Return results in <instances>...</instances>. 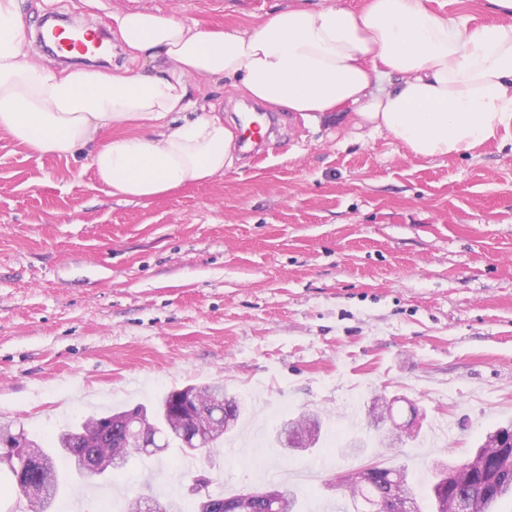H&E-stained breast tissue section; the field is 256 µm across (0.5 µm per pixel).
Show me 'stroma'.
Listing matches in <instances>:
<instances>
[{"mask_svg": "<svg viewBox=\"0 0 512 512\" xmlns=\"http://www.w3.org/2000/svg\"><path fill=\"white\" fill-rule=\"evenodd\" d=\"M292 0H25L23 21H103L146 8L246 29ZM262 161L160 199H126L85 156H39L0 131V419L51 444L104 410L153 406L221 384L241 405L223 448L200 449L225 495L294 484L321 512L339 473L405 468L431 512L438 461H464L512 422V133L475 152L420 160L347 118L276 115ZM407 434L370 428L374 400ZM321 421L316 447L283 448V420ZM253 434L251 457L230 455ZM365 442L350 455L352 438ZM178 445L134 454L111 479L72 482L50 512H125L180 502Z\"/></svg>", "mask_w": 512, "mask_h": 512, "instance_id": "1", "label": "stroma"}]
</instances>
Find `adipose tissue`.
Listing matches in <instances>:
<instances>
[{"label":"adipose tissue","instance_id":"1","mask_svg":"<svg viewBox=\"0 0 512 512\" xmlns=\"http://www.w3.org/2000/svg\"><path fill=\"white\" fill-rule=\"evenodd\" d=\"M495 22L469 25L427 0L290 5L245 30L171 14L118 13L115 36L157 73L59 71L27 59L19 0H0V131L41 156L87 151L113 195L153 199L222 176L234 135L203 87L318 124L350 113L415 158L469 153L512 131V0H485Z\"/></svg>","mask_w":512,"mask_h":512}]
</instances>
